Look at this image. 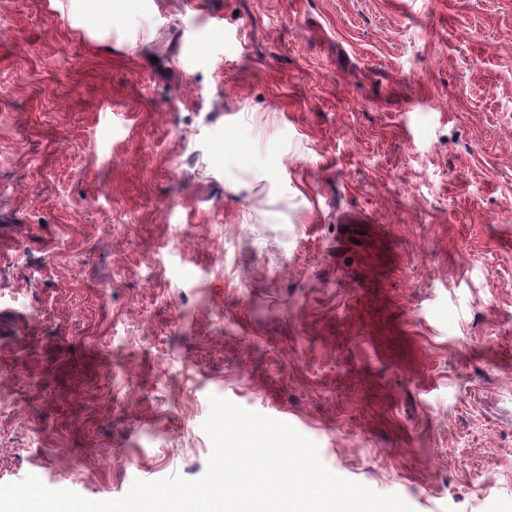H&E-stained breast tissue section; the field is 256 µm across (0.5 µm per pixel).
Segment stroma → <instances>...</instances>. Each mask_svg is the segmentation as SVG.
Here are the masks:
<instances>
[{
    "label": "stroma",
    "mask_w": 512,
    "mask_h": 512,
    "mask_svg": "<svg viewBox=\"0 0 512 512\" xmlns=\"http://www.w3.org/2000/svg\"><path fill=\"white\" fill-rule=\"evenodd\" d=\"M129 2L0 0V485L198 479L216 395L512 512V0Z\"/></svg>",
    "instance_id": "35a3bbf8"
}]
</instances>
